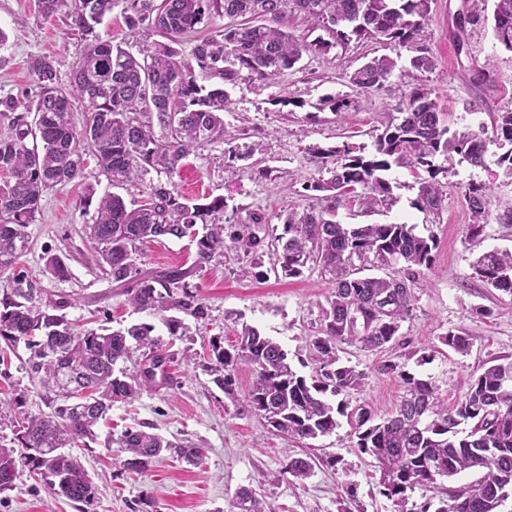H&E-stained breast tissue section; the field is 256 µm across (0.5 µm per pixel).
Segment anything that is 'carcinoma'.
<instances>
[{"mask_svg":"<svg viewBox=\"0 0 512 512\" xmlns=\"http://www.w3.org/2000/svg\"><path fill=\"white\" fill-rule=\"evenodd\" d=\"M125 20L132 36L143 37L134 55L100 40L96 26L112 12L114 0H35L39 14L61 15L85 42L68 84H63L54 62L32 59L30 71L39 88L37 98L20 113L14 98H1L3 112H12V132L0 137V171L10 180L0 187V270L13 265L28 247V225L39 214L49 189L80 178L88 159L112 180L139 179L150 171L167 181L146 186V203L130 208L114 193L95 197L86 188L83 200H97L96 217L89 226L88 244L108 267L112 283L137 311L160 317L170 336L186 335L184 321L168 315L178 311L195 320L207 316L202 298L187 278L194 270L234 249L251 257L242 274L257 277L262 267L259 249L266 230L261 214H249L245 224L224 225V198L205 204L182 200L173 178L183 162L206 146L226 140L223 114L229 93L220 86L197 82L195 70L218 77L227 85L247 71L253 79L270 82L296 67L310 52L328 53L356 39L379 41L396 52L412 53L417 72L435 69L424 32L434 0H126ZM485 0H470L456 38L465 40V25L486 20ZM302 16L327 32L328 38L309 42L288 31L289 19ZM226 20L212 28L213 19ZM210 32L192 40L189 52L182 44L197 26ZM497 43L512 52V0H494L491 19ZM157 34L162 40H152ZM397 67V59L375 56L347 75L358 95L382 88ZM80 102L82 125L72 121V102ZM355 97L326 94L314 108L335 114L357 106ZM34 113L33 121L27 113ZM493 142L505 152L496 163L512 177V109L496 114ZM488 142L483 131L450 132L431 90L424 84L404 94L398 115L375 135L373 149L344 143L311 149L329 178L306 186L322 194L318 210L291 211L281 232L273 236L274 272L298 278L318 270L331 281L332 292L323 309L317 336L312 340L313 374H301L288 353L269 336L243 326L236 344L226 349L211 342L216 384L229 390L241 365L254 380L248 405L266 425L291 440L315 439L347 418L355 447L374 461L379 493L404 509L407 493L424 488L432 495L416 512H502L512 497V360L481 368L470 375L456 406L441 404L432 383L402 370L393 361L380 365L397 374L404 393L397 407L375 417L370 407H349L344 395L360 389L364 375L341 362L344 344L382 352L395 344L402 322L414 309V288L420 274L431 268L437 242L415 233L414 225L342 224L339 207L354 202L363 213L393 199L388 172L392 167L421 170L413 205L434 213L443 201L438 176L452 173L454 161L485 164ZM442 163H437V158ZM491 190L470 184L464 199L472 220L469 240L484 236L491 206ZM202 235H192L197 225ZM192 238L195 259L189 267L156 271L139 268L142 249L166 238ZM389 269L384 275L364 274ZM487 285L512 297V251L492 249L472 263ZM36 289L16 276L0 299V360L19 343L34 351L32 372L40 375L43 390L54 395L51 412L25 417L17 434L28 453L0 447V493L14 487L18 465L39 471L56 496L90 503L96 488L78 459L65 448L95 437L94 428L112 404L132 400L155 386L153 377L139 369L128 373L117 365L130 358L132 348L149 350L150 368L164 365L170 356L151 336L154 327L133 325L102 334L78 331L63 310L72 299L34 303ZM135 344H130V341ZM441 342L457 353L469 350L467 336L452 331ZM471 424L465 435L459 426ZM112 442L129 453L123 468L135 474L153 466L161 453L173 447L156 433L127 428ZM480 470L474 483L445 487L435 477L451 478L466 470ZM310 461L286 457L284 472L307 479ZM238 512H264L249 489L236 493Z\"/></svg>","mask_w":512,"mask_h":512,"instance_id":"carcinoma-1","label":"carcinoma"}]
</instances>
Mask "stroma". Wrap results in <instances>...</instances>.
Listing matches in <instances>:
<instances>
[{"mask_svg":"<svg viewBox=\"0 0 512 512\" xmlns=\"http://www.w3.org/2000/svg\"><path fill=\"white\" fill-rule=\"evenodd\" d=\"M466 9L465 0H434L426 42L436 67L420 79L445 112L450 130L481 127L489 133L494 113L512 108V53L497 44L487 26L468 27L466 44H458L457 24ZM0 28L8 35V44L0 51V98L24 101L35 96L31 58H53L65 80L83 50L64 17L44 19L32 0H0ZM385 51L379 43L353 42L344 51L308 54L296 69L267 84L240 74L228 89L230 105L224 114L230 138L185 160L174 178L178 193L197 203L224 198L225 223L247 221L249 213L256 212L272 228L283 222L288 211L315 204L314 194L305 186L326 172L314 162L311 148L346 141L372 147L377 130L397 113L413 74L409 60L401 58L386 87L359 96L358 107L345 115L315 112L313 104L323 95L347 92V73ZM488 63L493 64L494 75L491 81H479L478 74ZM252 144L258 145V152L243 157L244 147ZM261 168L268 170V177L258 176ZM156 178L152 172L144 181L115 182L91 163L81 182L45 193L40 214L27 228L28 249L15 265L35 282L38 300L71 296L73 304L66 315L77 326L115 330L146 323L153 325L154 336L167 339L158 318L135 311L114 288L98 253L87 242L95 209L81 201L82 188L89 184L98 193H116L126 203H138L144 198L146 181ZM389 178L394 185L391 205L368 216L355 207L336 212L344 224L406 222L415 225L417 234L438 241L435 262L415 291L413 314L401 326L399 344L380 353L347 345L340 353L342 360L365 375L364 386L349 394L350 405H369L380 416L390 412L403 394L400 378L380 371L383 361L397 362L416 378L431 381L440 399L452 406L472 373L500 356L512 357V297L487 286L471 268L483 251L512 250V226L496 220L505 206L512 205V179L504 176L491 155L478 167L459 163L455 175L442 178L443 207L433 214L413 206L417 174L395 167ZM470 183L493 193V217L479 243L465 237L471 215L463 193ZM194 253L189 239H165L144 247L138 265L149 270L188 266ZM53 257L65 265L66 279L47 273V261ZM242 266L237 252L230 250L221 261L197 269L189 282L208 305L209 318L202 323L188 321L186 336L172 346L171 383L141 392L134 401L114 403L96 438L73 447V455L97 487L94 501L85 504L56 497L23 466L13 489L0 493V512H237L235 496L242 488L264 499L273 512H393L392 502L376 488L371 458L356 448L348 423L317 439L287 440L251 413L250 368L236 370L232 394L214 383L212 341L231 347L245 324L279 342L291 364L311 374V341L332 290L315 270L294 279L273 275L254 279L242 276ZM451 331L470 337L467 354L442 344V336ZM424 354L430 357L425 364L420 361ZM29 357V350L21 345L0 364V401L25 400L24 406L0 417V445L12 446L15 425L24 415L46 409L38 383L29 376ZM129 426L201 447L204 458L192 466L167 454L146 474L129 477L120 467L123 453L111 442L114 433ZM289 454L310 457L314 469L309 478L298 481L284 474Z\"/></svg>","mask_w":512,"mask_h":512,"instance_id":"35a3bbf8","label":"stroma"}]
</instances>
